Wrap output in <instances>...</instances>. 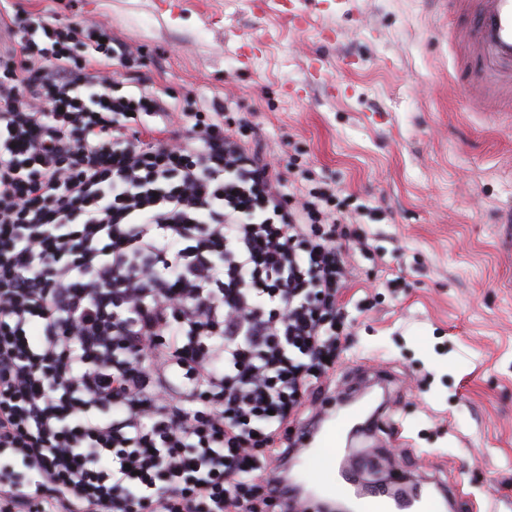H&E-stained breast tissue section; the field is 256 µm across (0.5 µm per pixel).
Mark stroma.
<instances>
[{
    "instance_id": "1",
    "label": "stroma",
    "mask_w": 512,
    "mask_h": 512,
    "mask_svg": "<svg viewBox=\"0 0 512 512\" xmlns=\"http://www.w3.org/2000/svg\"><path fill=\"white\" fill-rule=\"evenodd\" d=\"M19 3L23 27L107 25L142 51L140 66L106 68L125 89L143 77L175 111L244 115L240 137L280 172L336 185L373 253L356 256L341 297L354 324L342 367L391 372L409 439L363 435L357 448L463 484L481 512H512V127L459 101L464 54L437 0H303L302 25L275 0Z\"/></svg>"
}]
</instances>
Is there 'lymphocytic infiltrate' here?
Returning <instances> with one entry per match:
<instances>
[{
    "label": "lymphocytic infiltrate",
    "instance_id": "f902f5d3",
    "mask_svg": "<svg viewBox=\"0 0 512 512\" xmlns=\"http://www.w3.org/2000/svg\"><path fill=\"white\" fill-rule=\"evenodd\" d=\"M0 0V512H283L336 389L353 274L336 188H287L223 112L93 85L103 25ZM368 252L370 234H351Z\"/></svg>",
    "mask_w": 512,
    "mask_h": 512
}]
</instances>
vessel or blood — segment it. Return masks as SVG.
<instances>
[{"mask_svg":"<svg viewBox=\"0 0 512 512\" xmlns=\"http://www.w3.org/2000/svg\"><path fill=\"white\" fill-rule=\"evenodd\" d=\"M449 14L468 16L467 24L450 28L452 43L465 44L472 63L470 79L459 89L463 103L481 109L485 116L512 126V114L500 111L502 93H512V0H445ZM356 392L371 386L388 387L391 375L386 371L352 370ZM390 417L388 408L377 406L363 411L348 407L344 414H327L309 428L294 448L288 462L294 474L289 477L290 512H308L313 502H335L363 473V463L343 447L353 430L378 429ZM323 463V475H314L306 464L309 457ZM434 494H413L410 481L388 475L380 483L365 485L357 497L354 512H474V500H463L453 486L435 483Z\"/></svg>","mask_w":512,"mask_h":512,"instance_id":"1","label":"vessel or blood"}]
</instances>
